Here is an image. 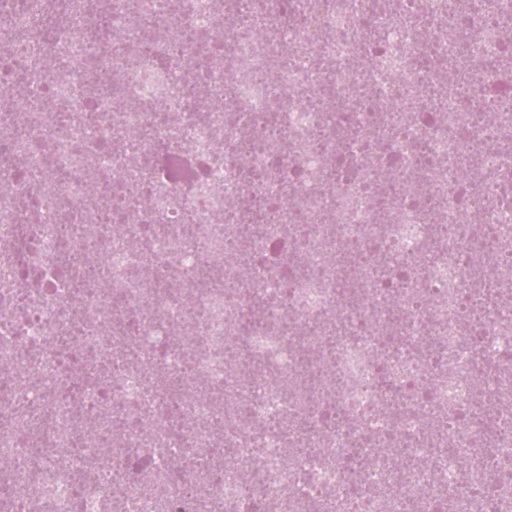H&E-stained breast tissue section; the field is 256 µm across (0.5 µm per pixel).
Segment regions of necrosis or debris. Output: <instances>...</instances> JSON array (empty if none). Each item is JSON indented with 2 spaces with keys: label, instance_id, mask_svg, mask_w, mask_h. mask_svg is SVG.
Wrapping results in <instances>:
<instances>
[{
  "label": "necrosis or debris",
  "instance_id": "4bbe7bcc",
  "mask_svg": "<svg viewBox=\"0 0 512 512\" xmlns=\"http://www.w3.org/2000/svg\"><path fill=\"white\" fill-rule=\"evenodd\" d=\"M469 2L0 0V512H512V0Z\"/></svg>",
  "mask_w": 512,
  "mask_h": 512
}]
</instances>
